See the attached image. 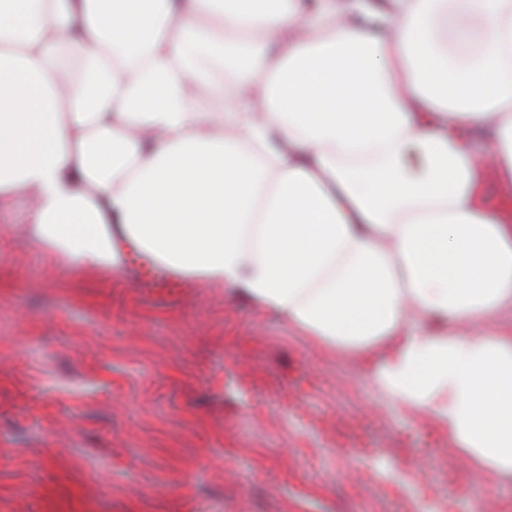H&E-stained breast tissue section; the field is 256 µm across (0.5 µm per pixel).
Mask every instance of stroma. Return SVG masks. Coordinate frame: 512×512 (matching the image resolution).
<instances>
[{"label": "stroma", "mask_w": 512, "mask_h": 512, "mask_svg": "<svg viewBox=\"0 0 512 512\" xmlns=\"http://www.w3.org/2000/svg\"><path fill=\"white\" fill-rule=\"evenodd\" d=\"M0 207V512H512L363 361L131 251L76 269Z\"/></svg>", "instance_id": "obj_1"}]
</instances>
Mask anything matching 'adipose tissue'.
Returning a JSON list of instances; mask_svg holds the SVG:
<instances>
[{
    "label": "adipose tissue",
    "mask_w": 512,
    "mask_h": 512,
    "mask_svg": "<svg viewBox=\"0 0 512 512\" xmlns=\"http://www.w3.org/2000/svg\"><path fill=\"white\" fill-rule=\"evenodd\" d=\"M489 168L512 184V0H0V204L40 248L223 285L512 482Z\"/></svg>",
    "instance_id": "1"
}]
</instances>
